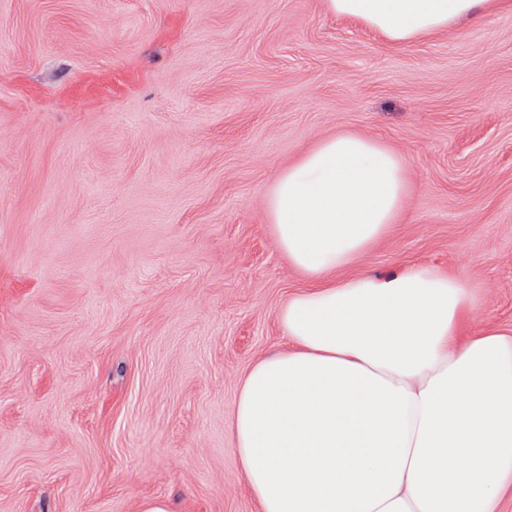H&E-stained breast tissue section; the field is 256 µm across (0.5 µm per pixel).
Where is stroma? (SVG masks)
<instances>
[{"label":"stroma","instance_id":"1","mask_svg":"<svg viewBox=\"0 0 512 512\" xmlns=\"http://www.w3.org/2000/svg\"><path fill=\"white\" fill-rule=\"evenodd\" d=\"M407 164L360 260L512 327V0L407 45L324 0H0V512H256L231 413L305 284L266 196L322 139Z\"/></svg>","mask_w":512,"mask_h":512}]
</instances>
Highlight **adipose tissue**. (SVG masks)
I'll return each mask as SVG.
<instances>
[{
  "instance_id": "obj_1",
  "label": "adipose tissue",
  "mask_w": 512,
  "mask_h": 512,
  "mask_svg": "<svg viewBox=\"0 0 512 512\" xmlns=\"http://www.w3.org/2000/svg\"><path fill=\"white\" fill-rule=\"evenodd\" d=\"M406 44L489 0H324ZM406 161L339 134L267 197L276 247L307 284L278 312L287 343L243 375L232 436L260 512H500L512 495V329L464 332L467 278L357 259L397 223Z\"/></svg>"
}]
</instances>
